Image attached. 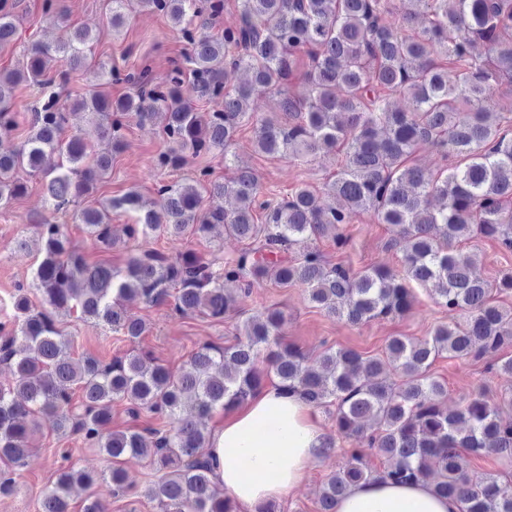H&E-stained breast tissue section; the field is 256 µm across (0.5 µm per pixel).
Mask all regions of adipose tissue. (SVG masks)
<instances>
[{
	"mask_svg": "<svg viewBox=\"0 0 512 512\" xmlns=\"http://www.w3.org/2000/svg\"><path fill=\"white\" fill-rule=\"evenodd\" d=\"M324 444L301 396L269 386L212 432L213 480L243 512H257L300 482ZM336 512H460V504L434 494L423 481L374 479L351 487Z\"/></svg>",
	"mask_w": 512,
	"mask_h": 512,
	"instance_id": "obj_1",
	"label": "adipose tissue"
}]
</instances>
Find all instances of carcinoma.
Returning a JSON list of instances; mask_svg holds the SVG:
<instances>
[{"label":"carcinoma","mask_w":512,"mask_h":512,"mask_svg":"<svg viewBox=\"0 0 512 512\" xmlns=\"http://www.w3.org/2000/svg\"><path fill=\"white\" fill-rule=\"evenodd\" d=\"M393 2L237 0L240 23L219 35L203 15L220 13L224 0H109L114 28L137 6L170 17L188 44L193 92L219 105L211 111L185 98L187 78L179 67L163 84L112 98L103 90L112 70L93 61L97 37L82 28L53 44L33 43L23 68L0 72V209L26 192L24 173L43 181L53 209L74 207L75 222L105 251L126 246L114 234V211L134 214L127 240L155 233L203 238L222 224L227 234L251 241L222 265L194 251L170 256L146 249L114 268L73 249L66 225H34L41 244L34 285L42 306L20 288L13 313L0 319V364L11 374L0 383L1 461L23 467L37 418L48 417L54 431L82 434L111 461L107 476L115 497L128 490L124 458L148 456L161 476L146 496L160 512H239L231 497L212 489L207 421L219 409L247 402L273 376L308 406L333 408L336 431L355 442L345 465L328 478L320 512H336L349 488L378 477L427 481L436 494L456 498L461 512H512V479H471L462 453L512 457V420L501 419L502 407L512 408V394L497 402L479 396L450 410L443 405L444 385L430 374L443 353L478 358L512 345V311L491 301L489 283L473 272L475 256L458 248L480 237L512 250V131L506 127L512 0H407L414 9L391 22ZM16 32L15 6L0 0L1 50L13 45ZM58 66L97 71L102 90L67 106L49 96L31 115L24 144H5L16 125L6 89L22 82L45 86ZM241 69L249 79L233 82ZM258 91L278 105L276 116L256 127L259 151L305 163L335 156L338 167L325 190L336 206H320L308 185L264 199L255 173L237 167L222 181L203 168L185 183H162L158 204L149 209L135 190L78 207L112 171L124 121L132 116L164 118L169 147L160 167L202 155H220L224 168L232 167L226 148ZM393 94L407 97L408 110L391 108ZM494 94L503 101L496 113L484 108ZM71 111L85 113L107 150H95L79 134L63 137ZM426 143L450 160L447 168L432 172L409 163ZM227 195L235 198L234 209L205 206L206 198ZM365 213L389 225L394 242H404L402 278L383 268L354 273L330 266L313 247L327 236L344 245L343 225ZM263 279L282 288L304 286L310 303L351 324L405 313L412 302L407 282L414 281L431 286L439 304L466 319L421 341L391 339L386 356L394 378L382 376V360L350 349L329 347L320 368L307 366L302 352L282 339L279 309L246 317L236 325V343L203 345L177 370L136 347L148 324L127 315V299L148 306L171 301L181 315L221 322L235 303L226 285L246 295ZM74 312L102 322L133 348L109 364L73 358L60 316ZM114 402L126 403L133 415L144 410L164 427L110 430ZM365 447L386 460L382 472L366 461ZM95 482L79 469L58 470L43 492L41 512H70L72 487Z\"/></svg>","instance_id":"carcinoma-1"}]
</instances>
